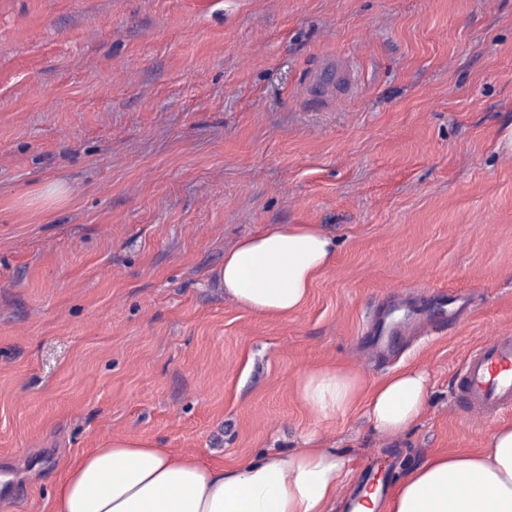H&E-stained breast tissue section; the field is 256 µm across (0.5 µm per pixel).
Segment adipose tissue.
<instances>
[{
  "label": "adipose tissue",
  "mask_w": 512,
  "mask_h": 512,
  "mask_svg": "<svg viewBox=\"0 0 512 512\" xmlns=\"http://www.w3.org/2000/svg\"><path fill=\"white\" fill-rule=\"evenodd\" d=\"M336 244L313 224L260 231L225 254L224 289L242 307L284 315L304 302L333 261ZM301 403L335 420L365 398L380 432L415 425L428 401L425 373L405 368L364 387L344 368L297 377ZM352 472L349 458L318 447L274 450L224 468L177 457L147 440H115L74 458L54 487V512H330L336 488ZM354 512H512V424L497 426L485 450L437 454L411 469L387 499L364 490Z\"/></svg>",
  "instance_id": "ef3b65f1"
}]
</instances>
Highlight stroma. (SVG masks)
Listing matches in <instances>:
<instances>
[{
    "mask_svg": "<svg viewBox=\"0 0 512 512\" xmlns=\"http://www.w3.org/2000/svg\"><path fill=\"white\" fill-rule=\"evenodd\" d=\"M358 89L309 99L320 57ZM314 224L304 305L249 311L224 255ZM512 334V0H0V512L148 439L233 467L316 430L353 459L334 512L486 447L458 368ZM429 376L410 429L320 421L299 373Z\"/></svg>",
    "mask_w": 512,
    "mask_h": 512,
    "instance_id": "obj_1",
    "label": "stroma"
}]
</instances>
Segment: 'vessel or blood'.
I'll return each mask as SVG.
<instances>
[{"label":"vessel or blood","instance_id":"1","mask_svg":"<svg viewBox=\"0 0 512 512\" xmlns=\"http://www.w3.org/2000/svg\"><path fill=\"white\" fill-rule=\"evenodd\" d=\"M456 406L478 422L512 411V336L494 337L468 354Z\"/></svg>","mask_w":512,"mask_h":512}]
</instances>
